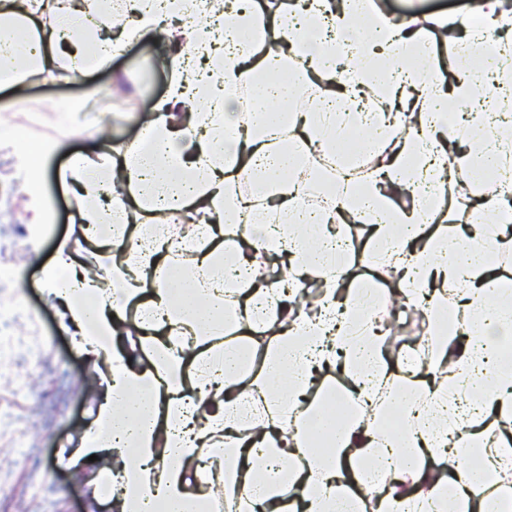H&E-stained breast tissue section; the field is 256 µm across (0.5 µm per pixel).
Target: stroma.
<instances>
[{"label": "stroma", "instance_id": "obj_1", "mask_svg": "<svg viewBox=\"0 0 512 512\" xmlns=\"http://www.w3.org/2000/svg\"><path fill=\"white\" fill-rule=\"evenodd\" d=\"M161 35L142 33L122 55L91 75L65 81L32 78L0 90V408L9 423L0 424V512H111L93 489L108 470L107 457L76 468L70 452L80 445L98 397L81 394L80 385L97 363L80 350L62 327L61 309L46 299L39 278L41 262L51 260L60 239H69L76 258L105 270V253L88 247L76 220V200L53 173L77 153L110 151L112 145L137 138L153 115L155 103L169 88L170 72L157 62ZM95 84L113 111L126 113L110 125L99 109L101 99L85 97ZM82 100L79 132L64 135L55 116L73 100ZM31 141L56 142L42 188L51 220L40 234L27 222L25 158L13 134Z\"/></svg>", "mask_w": 512, "mask_h": 512}]
</instances>
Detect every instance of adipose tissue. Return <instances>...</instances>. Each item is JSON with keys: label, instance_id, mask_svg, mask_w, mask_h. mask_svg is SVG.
Here are the masks:
<instances>
[{"label": "adipose tissue", "instance_id": "obj_1", "mask_svg": "<svg viewBox=\"0 0 512 512\" xmlns=\"http://www.w3.org/2000/svg\"><path fill=\"white\" fill-rule=\"evenodd\" d=\"M204 2L193 18L176 0H0V88L90 74L134 29L159 28L169 46V93L143 136L57 174L112 278L101 287L64 241L41 268L78 346L105 368L77 460L111 455L101 480L113 512H210L218 494L224 512H512V284L489 273L512 239L482 219L463 236L446 231L474 189L491 213L512 194V45L480 50L489 28L512 30V8L472 0L451 18L400 17L373 0ZM46 16L55 28L34 31ZM457 29L448 84L431 33ZM328 40L349 54L325 53ZM479 86L483 112L449 124V106ZM243 87L250 124L236 120ZM304 87L314 94L303 107ZM379 111L381 127L368 118ZM353 132L371 167L337 160ZM296 140L310 149L303 168ZM54 148L25 147L37 225L50 219L40 186ZM484 166L496 186L476 179ZM174 212L191 217L183 234L158 224ZM351 220L370 226L374 261L428 326L397 371L389 328L362 315L390 292L340 288L353 271L341 248ZM275 259L286 278L267 277ZM310 281L319 289L305 309L291 286ZM127 320L138 360L116 342ZM335 367L348 378L341 394L321 379ZM394 408L396 430L384 423ZM323 433L334 454L314 448Z\"/></svg>", "mask_w": 512, "mask_h": 512}]
</instances>
